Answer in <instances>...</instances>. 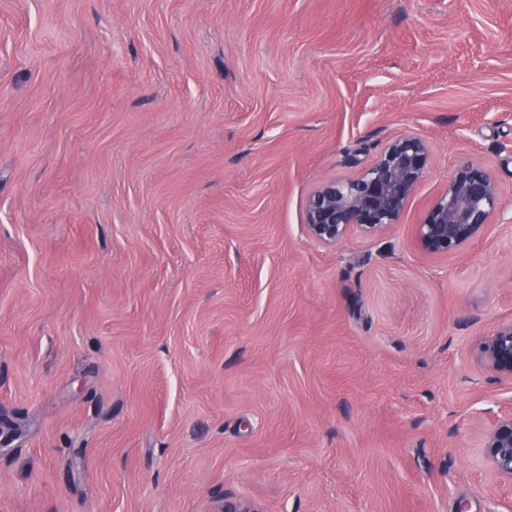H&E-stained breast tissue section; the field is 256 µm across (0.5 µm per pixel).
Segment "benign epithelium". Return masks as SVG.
<instances>
[{"label":"benign epithelium","instance_id":"benign-epithelium-1","mask_svg":"<svg viewBox=\"0 0 512 512\" xmlns=\"http://www.w3.org/2000/svg\"><path fill=\"white\" fill-rule=\"evenodd\" d=\"M429 164L427 143L415 133L391 138L377 160L359 173L318 185L308 196L305 226L311 239L334 246L358 230L385 232L400 223ZM500 207L494 176L478 163L459 166L429 206L416 237L430 255L458 254L480 240ZM477 366L512 384V322L481 337ZM483 448L494 473L512 483V411L486 425Z\"/></svg>","mask_w":512,"mask_h":512}]
</instances>
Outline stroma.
Wrapping results in <instances>:
<instances>
[{
	"mask_svg": "<svg viewBox=\"0 0 512 512\" xmlns=\"http://www.w3.org/2000/svg\"><path fill=\"white\" fill-rule=\"evenodd\" d=\"M413 132L400 224L311 239ZM500 186L448 257L451 172ZM512 0H0V512H512ZM500 207L494 176L478 163L459 166L429 206L416 237L430 255L458 254L480 240ZM474 359L482 371L512 384V322L481 337L474 350ZM482 448L494 473L512 483V411L488 422Z\"/></svg>",
	"mask_w": 512,
	"mask_h": 512,
	"instance_id": "obj_1",
	"label": "stroma"
}]
</instances>
